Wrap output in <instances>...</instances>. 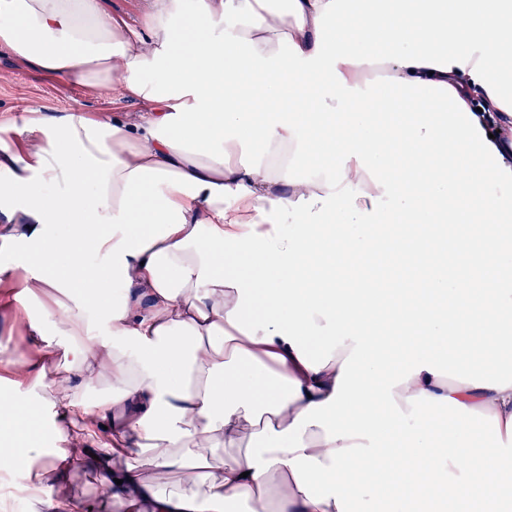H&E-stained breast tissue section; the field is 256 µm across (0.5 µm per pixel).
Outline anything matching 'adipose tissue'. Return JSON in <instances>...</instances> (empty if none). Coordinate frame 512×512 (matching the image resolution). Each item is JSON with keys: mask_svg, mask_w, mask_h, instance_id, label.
I'll use <instances>...</instances> for the list:
<instances>
[{"mask_svg": "<svg viewBox=\"0 0 512 512\" xmlns=\"http://www.w3.org/2000/svg\"><path fill=\"white\" fill-rule=\"evenodd\" d=\"M0 48L143 107L0 128V296L41 303L0 469L94 460L121 512H512V0H0Z\"/></svg>", "mask_w": 512, "mask_h": 512, "instance_id": "obj_1", "label": "adipose tissue"}]
</instances>
